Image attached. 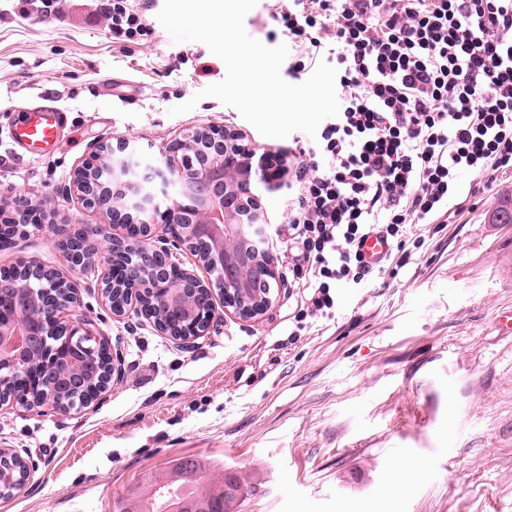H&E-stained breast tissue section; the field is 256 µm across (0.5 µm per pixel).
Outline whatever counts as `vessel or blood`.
Returning <instances> with one entry per match:
<instances>
[{"instance_id": "1", "label": "vessel or blood", "mask_w": 512, "mask_h": 512, "mask_svg": "<svg viewBox=\"0 0 512 512\" xmlns=\"http://www.w3.org/2000/svg\"><path fill=\"white\" fill-rule=\"evenodd\" d=\"M65 124L62 108L42 103L15 115L9 125L11 143L31 158L46 156L56 149Z\"/></svg>"}]
</instances>
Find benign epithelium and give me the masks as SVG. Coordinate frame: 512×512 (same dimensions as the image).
<instances>
[{"label": "benign epithelium", "mask_w": 512, "mask_h": 512, "mask_svg": "<svg viewBox=\"0 0 512 512\" xmlns=\"http://www.w3.org/2000/svg\"><path fill=\"white\" fill-rule=\"evenodd\" d=\"M136 150L125 139L100 146L96 163L78 173L76 190L83 202L105 213L112 232L90 249L80 230L66 232L56 241L69 266L81 269L93 259L106 266L102 296L112 314L122 317L132 308L143 311L137 294L120 307L112 304L113 260L120 253L134 288L144 282L171 296L208 294L209 315L193 330L188 342L207 334L213 322V289L193 269L174 260L170 237L156 244L151 225L172 228L183 224V239L208 245L199 257L202 267L221 278L224 308L246 318L262 315L274 300V284L281 278L270 251L272 224L261 199L264 184L263 157L225 128L194 129L183 134L178 154L147 173H135L131 162ZM125 228L130 235L113 232ZM55 286L68 289L69 302L45 316L22 304L25 284L0 280V373L24 370L47 328L66 336L96 338L92 323L77 310V285L53 273Z\"/></svg>", "instance_id": "1"}]
</instances>
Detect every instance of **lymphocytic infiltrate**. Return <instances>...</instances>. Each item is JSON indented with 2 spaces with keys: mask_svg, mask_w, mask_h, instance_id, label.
<instances>
[{
  "mask_svg": "<svg viewBox=\"0 0 512 512\" xmlns=\"http://www.w3.org/2000/svg\"><path fill=\"white\" fill-rule=\"evenodd\" d=\"M300 51L291 74L335 59L340 111L288 185V273L306 316L382 265L375 231L420 246L413 225L457 214L462 172L512 170V0H290L273 15Z\"/></svg>",
  "mask_w": 512,
  "mask_h": 512,
  "instance_id": "1",
  "label": "lymphocytic infiltrate"
}]
</instances>
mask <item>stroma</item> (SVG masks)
<instances>
[{
  "label": "stroma",
  "mask_w": 512,
  "mask_h": 512,
  "mask_svg": "<svg viewBox=\"0 0 512 512\" xmlns=\"http://www.w3.org/2000/svg\"><path fill=\"white\" fill-rule=\"evenodd\" d=\"M98 3L68 0L50 14L40 0H0V208L11 216L16 198H42L53 211L0 248V268L23 260L75 277L119 365L80 412L0 408V448L29 465L0 512H115L118 497L183 457L208 479L245 476L241 512H512V335L497 326L512 309V224L493 218L512 198V171L452 223L414 226L423 244L406 265L340 291L332 317H303L282 237L271 250L283 277L258 318L217 311L209 334L185 343L139 315L113 317L99 270L71 271L53 244L58 230L106 222L74 186L99 144L126 138L160 162L190 129L238 132L261 153L310 137L263 136L201 97L226 67L203 43L173 41L157 20L163 0H129L148 19L130 39L90 16ZM278 5L258 0L244 21L270 47L285 41ZM40 95L70 121L54 153L21 158L9 117Z\"/></svg>",
  "instance_id": "stroma-1"
}]
</instances>
